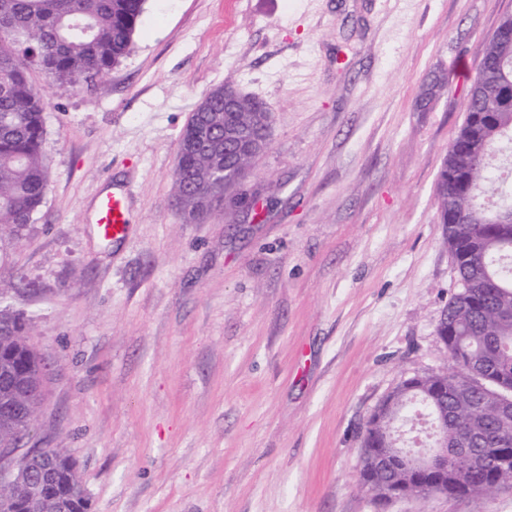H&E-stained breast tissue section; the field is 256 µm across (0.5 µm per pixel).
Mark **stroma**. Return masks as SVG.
<instances>
[{"instance_id": "35a3bbf8", "label": "stroma", "mask_w": 512, "mask_h": 512, "mask_svg": "<svg viewBox=\"0 0 512 512\" xmlns=\"http://www.w3.org/2000/svg\"><path fill=\"white\" fill-rule=\"evenodd\" d=\"M512 0H147L92 90L30 78L51 177L0 295L47 366L28 445L75 461L90 512H376L366 422L446 370L458 276L437 174L484 42ZM448 85L427 105L431 75ZM231 84L272 112L245 181L186 224L172 175L191 113ZM126 193L131 230L95 206ZM387 512H512V486ZM98 224L104 235L119 239L129 229L125 198L119 191L102 197L98 202Z\"/></svg>"}]
</instances>
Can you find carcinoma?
<instances>
[{
	"mask_svg": "<svg viewBox=\"0 0 512 512\" xmlns=\"http://www.w3.org/2000/svg\"><path fill=\"white\" fill-rule=\"evenodd\" d=\"M146 0H0V234L21 240L33 222L49 183L44 155L45 101L28 73L37 68L52 82L75 91L118 65L134 44ZM465 119L448 146L436 180L440 223L458 274L460 291L448 302L439 326L448 329L451 370L421 377L418 389H397L389 396L391 414L382 421L394 442H381L378 454L391 453L379 468L363 458L361 477L376 482L418 481L427 493L469 498L488 493V485H512V466L495 472L466 468L448 453V475L419 471L412 466L430 450L429 422L440 427L443 444L458 447L460 432L478 460L490 448L512 450V415L499 416L487 408L485 397L500 377L512 387V40L490 38L470 78ZM448 85L443 72L422 86L419 100L429 101L434 90ZM226 85L211 91L197 107L182 135L199 123L207 138L224 142V122H249L251 136L270 139L271 113L266 103L243 95L244 111L224 113ZM212 177L211 156L204 150L181 151L173 172L175 202L186 223H195L224 202L207 198L201 189ZM244 180L233 165L225 168L224 194H243ZM5 339L0 350L18 361L41 364L26 340L23 317L0 305ZM19 400L36 410L42 397L20 394L0 386V405ZM57 491L80 478L58 461Z\"/></svg>",
	"mask_w": 512,
	"mask_h": 512,
	"instance_id": "obj_1",
	"label": "carcinoma"
}]
</instances>
